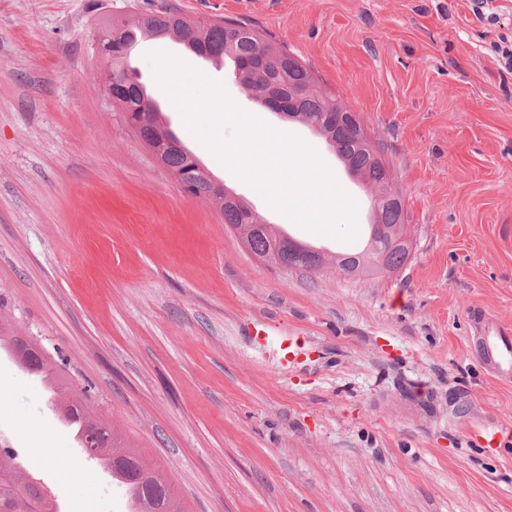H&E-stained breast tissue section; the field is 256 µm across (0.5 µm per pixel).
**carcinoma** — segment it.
<instances>
[{
    "label": "carcinoma",
    "mask_w": 512,
    "mask_h": 512,
    "mask_svg": "<svg viewBox=\"0 0 512 512\" xmlns=\"http://www.w3.org/2000/svg\"><path fill=\"white\" fill-rule=\"evenodd\" d=\"M167 26L156 31L141 21L121 20L117 25L133 41L140 38L168 37L200 54L209 52L208 60L216 64L232 63L231 76L253 98L263 102L267 94L276 89L288 101V115L294 121L314 129L336 152L349 175L371 190V224L368 241L360 252L336 257L337 267L349 275H366L378 266L392 272L408 260L409 250L393 243L395 229L406 223L405 207L384 204L389 195H400L395 183L386 179L383 166L371 161L363 146L364 133L349 127L341 120L348 107L341 100L318 88L317 79L310 68L288 49L258 31L251 35L236 36L230 32V22L200 23L172 11H163ZM105 69L115 80L112 103L128 113L140 106L141 100L133 95L139 85L128 72V57L104 52L99 54ZM174 134L158 119L151 116L142 129L140 139L148 147L161 149L158 159L172 172L190 169L188 157L167 147ZM224 215V223L232 229L252 224L258 215L243 200L224 205L214 200ZM275 232L268 227L251 234L248 246L258 257L274 264L314 270L323 265L320 253L301 245L291 250L282 249L278 256L271 252V239ZM16 324L0 315V342H9L12 356L18 365L38 376L51 395L53 409L75 431L80 442L89 447L84 454L100 463L110 474L125 473L134 479L130 496L132 512H183L176 501L168 479L160 472L146 468L137 454L127 447L125 439L112 426L103 422L87 399L72 391L61 379L52 357L32 336H18ZM0 512H58L55 503L34 484L33 476L19 462L17 454L0 452Z\"/></svg>",
    "instance_id": "obj_1"
}]
</instances>
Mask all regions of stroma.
Masks as SVG:
<instances>
[{"instance_id": "35a3bbf8", "label": "stroma", "mask_w": 512, "mask_h": 512, "mask_svg": "<svg viewBox=\"0 0 512 512\" xmlns=\"http://www.w3.org/2000/svg\"><path fill=\"white\" fill-rule=\"evenodd\" d=\"M0 0V296L59 369L163 468L184 512H512V379L488 371L473 312L512 325V74L493 51L512 0ZM239 19L284 42L385 146L412 254L347 276L363 249L301 229L190 135L144 54L222 80L243 109L300 135L370 221L368 193L311 129L170 39L128 68L165 126L318 270L256 257L216 205L183 196L124 121L91 53L110 17ZM298 333L282 359L257 325ZM0 448L61 512H130L122 490L0 353Z\"/></svg>"}]
</instances>
